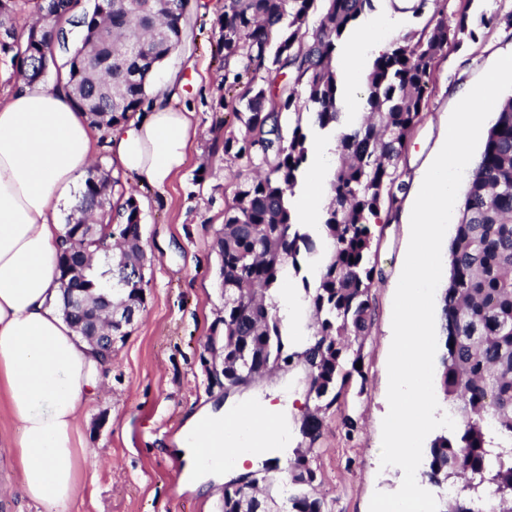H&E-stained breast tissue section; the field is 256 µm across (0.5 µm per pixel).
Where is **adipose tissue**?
<instances>
[{
	"instance_id": "ef3b65f1",
	"label": "adipose tissue",
	"mask_w": 512,
	"mask_h": 512,
	"mask_svg": "<svg viewBox=\"0 0 512 512\" xmlns=\"http://www.w3.org/2000/svg\"><path fill=\"white\" fill-rule=\"evenodd\" d=\"M175 83L160 87L142 112L112 129L107 149L125 174L161 189L183 165L197 133L190 113L175 108ZM98 146L66 81L43 88L16 78L0 101V412L16 426L12 450L16 493L44 512H71L90 473L79 427L83 407L103 385L105 363L64 321L58 255L64 226L59 208L75 203L79 180ZM314 184L298 215L318 227L330 200L323 174L336 163L331 146L316 144ZM256 424L233 435L228 463H205L211 433L223 430L234 405L206 404L188 412L175 439L184 463L181 488L192 493L243 476L244 460L261 463L288 453V413L279 405L252 406Z\"/></svg>"
}]
</instances>
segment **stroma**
Returning <instances> with one entry per match:
<instances>
[{
    "instance_id": "obj_1",
    "label": "stroma",
    "mask_w": 512,
    "mask_h": 512,
    "mask_svg": "<svg viewBox=\"0 0 512 512\" xmlns=\"http://www.w3.org/2000/svg\"><path fill=\"white\" fill-rule=\"evenodd\" d=\"M225 0H190L185 47L162 64L156 80H183L177 106L192 112L198 133L185 163L159 191L113 168V205L135 198L142 216L147 304L112 352V368L101 392L85 408V443L97 450L87 462L95 482L81 485L73 512H222L223 487L204 494L179 489L182 472L168 451L188 410L206 400L214 404L263 402L289 406L294 425L314 407L307 371L292 363L248 387L224 389L213 382L205 343L215 317L224 310L216 279L213 248L224 225L244 160L224 152V136L243 125L224 109L226 72L242 71L241 62L225 63L217 51L218 20ZM468 11L480 26L476 40L449 45L437 59L431 94L399 163L408 185L399 194L394 217L377 224L372 260L377 275L371 290L372 320L362 341L364 380H352L340 400L322 416L317 440L294 432V447L308 449L316 472L314 494L328 512H369L374 492L391 493L401 485L399 472L381 467L382 420L386 415L390 330L395 290L410 239L407 214L417 196L418 171L439 152L449 116L462 86L475 84L501 56L512 53V29L482 26L481 18L512 12V0H429L421 14H409L402 32L420 33L435 13L455 22ZM361 427L348 433L345 417Z\"/></svg>"
}]
</instances>
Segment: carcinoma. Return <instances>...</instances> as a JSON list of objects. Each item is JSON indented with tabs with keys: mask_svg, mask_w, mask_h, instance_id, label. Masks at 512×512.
Here are the masks:
<instances>
[{
	"mask_svg": "<svg viewBox=\"0 0 512 512\" xmlns=\"http://www.w3.org/2000/svg\"><path fill=\"white\" fill-rule=\"evenodd\" d=\"M26 2L0 0V52L12 54L31 84L44 71L66 76L75 104L95 128L140 111L156 69L181 43L184 0H97L80 16L84 35L71 49L62 38L63 22H74L77 4L35 0L36 17L20 43L10 21ZM314 2L229 0L219 20L224 64L244 62V73L226 88L225 110L245 131L224 137V153L245 160L252 174L238 182L215 238L224 315L216 318L205 348L224 363L226 389L302 359L320 412L339 401L353 378L365 380L356 368L361 349H352V341L365 336L371 319L374 219L407 188L398 163L421 120L436 60L449 43L474 40L477 33L463 10L453 26L441 18L418 36L394 38L364 78L370 112L347 123L336 57L343 35L371 0H322V17L312 29ZM245 74L250 79L244 82ZM304 117L337 136L340 163L322 222L326 258L314 284L303 280L313 315L310 344L287 354L275 294L284 270L299 274L301 260L316 248L289 202L308 160ZM111 195L110 172L90 170L65 224L64 243L76 247L80 287L89 299L110 282L114 308L140 312L147 284H131L124 275L144 258L140 210L130 196L112 213ZM89 222L95 224L92 237L80 230ZM440 305L439 384L463 428L431 442L423 477L439 488L465 480L441 512H512L511 96L496 110L460 204ZM315 480L308 461L297 460L281 479L280 512H326L324 501L307 491ZM260 484H269L268 477L224 485V512H271L268 501L253 493Z\"/></svg>",
	"mask_w": 512,
	"mask_h": 512,
	"instance_id": "carcinoma-1",
	"label": "carcinoma"
}]
</instances>
